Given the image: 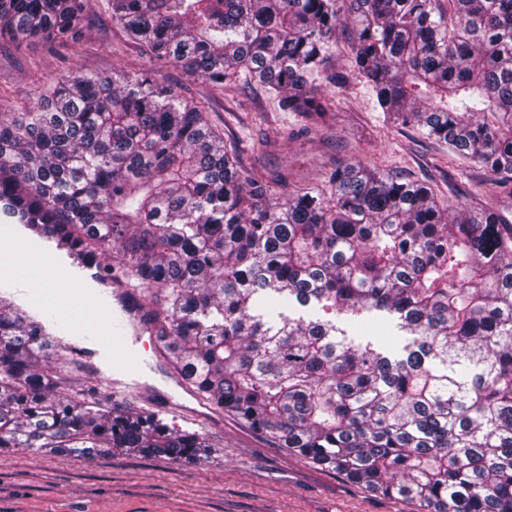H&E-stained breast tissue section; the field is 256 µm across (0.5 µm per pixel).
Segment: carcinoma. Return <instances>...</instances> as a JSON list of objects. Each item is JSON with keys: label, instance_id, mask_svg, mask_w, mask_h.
Listing matches in <instances>:
<instances>
[{"label": "carcinoma", "instance_id": "obj_1", "mask_svg": "<svg viewBox=\"0 0 512 512\" xmlns=\"http://www.w3.org/2000/svg\"><path fill=\"white\" fill-rule=\"evenodd\" d=\"M87 7L0 0V35L64 39ZM112 21L155 64L306 118L357 82L490 182L512 172V0H112ZM346 28L352 73H330ZM0 212L147 291L187 386L281 447L425 512H512V225L495 210L360 162L274 198L204 103L129 69L61 73L0 121ZM291 300L369 313L376 336L292 318ZM56 325L0 296V451L208 459L199 433L61 392Z\"/></svg>", "mask_w": 512, "mask_h": 512}]
</instances>
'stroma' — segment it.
I'll use <instances>...</instances> for the list:
<instances>
[{
    "mask_svg": "<svg viewBox=\"0 0 512 512\" xmlns=\"http://www.w3.org/2000/svg\"><path fill=\"white\" fill-rule=\"evenodd\" d=\"M148 62L113 23L110 0H96L70 42L0 41V119L26 111L61 72L108 75ZM158 77L183 97L207 102L209 119L223 130L225 145L239 148L244 169L275 179V194L324 186L336 167L359 160L426 182L442 200L490 207L512 220V178L490 184L468 159L412 129L387 123L363 85L326 86V114L307 120L280 111L257 88L218 89L170 67L159 68ZM30 256L40 261L55 294L80 296L84 283L64 275L65 251L6 220L0 222V292L14 304L33 316L42 309L22 277ZM131 349L137 386L121 402L142 409L145 388L164 384L152 368L160 356L147 335ZM50 353L64 392L103 386L90 361L74 350L56 342ZM188 405L197 416L165 403L154 412L175 429L205 435L212 445L205 463L182 465L117 452L86 462L18 448L0 454V512H422L418 505L370 492L280 448L272 437L214 406L194 399Z\"/></svg>",
    "mask_w": 512,
    "mask_h": 512,
    "instance_id": "stroma-1",
    "label": "stroma"
}]
</instances>
